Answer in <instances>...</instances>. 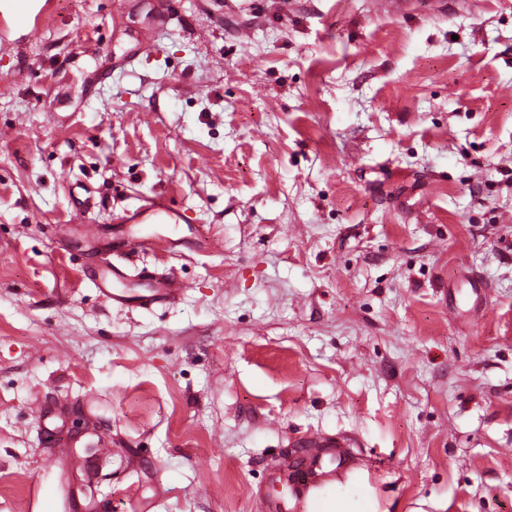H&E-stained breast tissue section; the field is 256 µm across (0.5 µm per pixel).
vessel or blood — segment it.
Here are the masks:
<instances>
[{"label": "vessel or blood", "mask_w": 512, "mask_h": 512, "mask_svg": "<svg viewBox=\"0 0 512 512\" xmlns=\"http://www.w3.org/2000/svg\"><path fill=\"white\" fill-rule=\"evenodd\" d=\"M12 2L15 6L13 26L22 28L27 38L38 37L51 21L52 0ZM97 288L113 305L148 310L178 302L187 292L189 284L146 268L132 275L123 266L109 264L99 273ZM303 445L308 452L297 461V476L289 481L291 501H270L268 512H290L292 503L319 500L338 472H349L354 468L349 440L311 435L304 439Z\"/></svg>", "instance_id": "vessel-or-blood-1"}]
</instances>
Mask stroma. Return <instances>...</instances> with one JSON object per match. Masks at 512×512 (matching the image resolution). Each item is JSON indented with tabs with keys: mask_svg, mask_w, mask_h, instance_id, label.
Segmentation results:
<instances>
[{
	"mask_svg": "<svg viewBox=\"0 0 512 512\" xmlns=\"http://www.w3.org/2000/svg\"><path fill=\"white\" fill-rule=\"evenodd\" d=\"M1 127L0 512H265L310 434L373 512H512V0H56ZM131 277L135 281L130 286L125 282ZM97 278L98 291L113 305L145 310L159 305L174 304L191 287L189 282L171 275L159 274L148 268H142L132 276L126 268L116 264L106 265Z\"/></svg>",
	"mask_w": 512,
	"mask_h": 512,
	"instance_id": "obj_1",
	"label": "stroma"
}]
</instances>
